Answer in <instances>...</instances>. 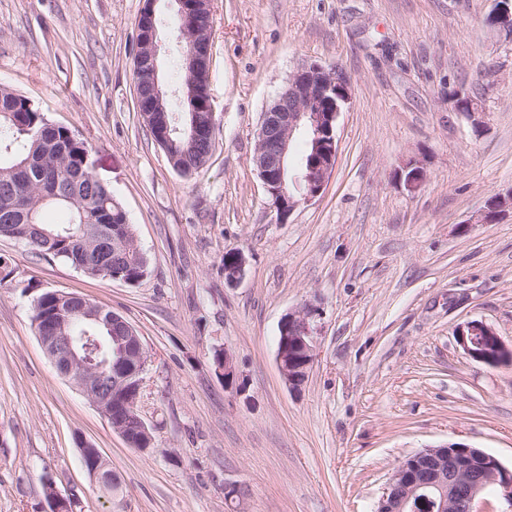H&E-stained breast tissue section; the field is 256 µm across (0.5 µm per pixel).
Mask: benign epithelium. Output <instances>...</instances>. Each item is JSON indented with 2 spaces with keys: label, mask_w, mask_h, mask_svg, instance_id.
Instances as JSON below:
<instances>
[{
  "label": "benign epithelium",
  "mask_w": 512,
  "mask_h": 512,
  "mask_svg": "<svg viewBox=\"0 0 512 512\" xmlns=\"http://www.w3.org/2000/svg\"><path fill=\"white\" fill-rule=\"evenodd\" d=\"M488 28L497 33L512 34V0H494V7L486 18ZM149 54H136L134 70L138 74L136 96L139 112L150 120L157 112L165 111V92L159 84L157 58L159 54L154 29H139ZM212 46L190 43L185 52L188 86L210 66ZM325 66L304 63L292 74L287 87L262 113L255 144L254 162L257 174L269 196L279 221L299 206L319 196L335 166L337 147L335 127L337 118L350 100V81L343 78L336 97H328L330 87L324 82ZM314 133V155L306 173L291 176L290 144L298 132ZM305 183L306 193L297 196L291 185ZM512 211V190L508 195L498 194L486 202L481 219L489 221L502 212ZM247 258L236 249L233 252L229 285L240 282L246 275ZM58 306L47 320L39 336L41 345L57 372L73 381L84 398L109 421L113 431L125 442L143 434L153 442L149 427L136 414L138 394L128 388V380L141 376L146 370L147 358L140 336L116 314H106V308L77 294H56ZM92 310L88 318L106 326L112 333V361L98 362L90 354L75 348L67 333L69 316ZM316 308L310 305L284 315L279 327L277 363L289 388L300 387L315 359L314 325ZM457 346L470 359L481 362L512 361V349L500 336L482 321L471 320L460 325L455 333ZM224 376V387L230 388L236 378L234 356L224 351V367L218 369ZM81 462L89 476L104 486L108 463L101 451L82 436L76 437ZM464 444L448 442L423 449L407 457L390 478L386 492L378 502L376 512H407L413 497L423 489L440 493L442 505L451 512H473L474 503L484 485L473 479V472L485 470L493 479L504 477L500 483L504 499L512 506V471L494 456L469 448L464 453L456 449ZM50 512H69L73 494H62L57 487L46 490Z\"/></svg>",
  "instance_id": "obj_1"
}]
</instances>
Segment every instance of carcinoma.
Returning a JSON list of instances; mask_svg holds the SVG:
<instances>
[{
    "label": "carcinoma",
    "mask_w": 512,
    "mask_h": 512,
    "mask_svg": "<svg viewBox=\"0 0 512 512\" xmlns=\"http://www.w3.org/2000/svg\"><path fill=\"white\" fill-rule=\"evenodd\" d=\"M183 113L164 112L169 135L165 154L187 167L209 160L215 139L208 136L195 149L187 148L192 125L215 126L214 110L205 77L198 78L196 101L185 102ZM91 147L68 127L51 122L28 98L0 85V238L12 234L13 225H27L23 242L43 257L74 265L90 278L139 283L148 274L147 258L137 243L127 213L112 191L91 178ZM54 208L64 214L55 224L43 221ZM54 235L46 244L42 232ZM71 335L99 339L101 355L112 351L110 332L93 320L75 316Z\"/></svg>",
    "instance_id": "obj_1"
}]
</instances>
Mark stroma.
<instances>
[{"label": "stroma", "mask_w": 512, "mask_h": 512, "mask_svg": "<svg viewBox=\"0 0 512 512\" xmlns=\"http://www.w3.org/2000/svg\"><path fill=\"white\" fill-rule=\"evenodd\" d=\"M143 0H0V84L92 145L97 178L129 215L149 273L91 279L0 239V512H49L51 474L82 512H112L75 436L123 480L122 512H375L394 470L460 442L512 470V362L455 343L479 320L512 347V36L493 0H214L208 86L215 150L182 175L135 107ZM157 0L161 72L181 39ZM342 71L351 99L322 194L278 221L254 166L259 117L299 64ZM466 89L474 128L448 94ZM418 162L425 182L396 174ZM248 259L224 281L226 251ZM45 290L124 316L148 356L139 410L155 450L130 448L62 377L31 322ZM315 306V360L290 389L276 354L288 311ZM228 349L239 386L213 353ZM239 485V505L224 488ZM494 7L486 18V24L491 31L497 33L509 32L512 35V2L510 0H494ZM232 250L227 251L224 254V262L223 269L228 268L230 265V256ZM247 270V258L245 254L241 250H234L231 260V266L228 270L230 276H226V271L224 269V281L229 285H234L240 282L246 275Z\"/></svg>", "instance_id": "obj_1"}]
</instances>
